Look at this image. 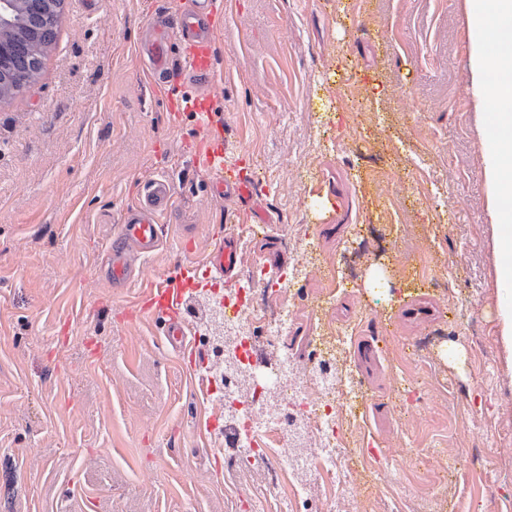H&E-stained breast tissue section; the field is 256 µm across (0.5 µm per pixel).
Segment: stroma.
<instances>
[{
    "label": "stroma",
    "instance_id": "stroma-1",
    "mask_svg": "<svg viewBox=\"0 0 512 512\" xmlns=\"http://www.w3.org/2000/svg\"><path fill=\"white\" fill-rule=\"evenodd\" d=\"M223 2L224 94L210 112L225 161H253L250 206L265 223L239 253L279 277L291 231L335 263L307 284L328 304L298 310L282 347L303 355L327 326L371 316L417 340L447 329L422 350L423 411L396 389L393 369L413 371L398 348L373 362L352 341L347 356L371 416L362 431L441 455L474 448L463 479L433 505L409 458L387 480L358 462L350 499L358 512H455L472 498L500 512L484 472L512 473L495 431L512 423V386L498 352L482 382L468 330L499 334L466 0ZM155 7L65 0L35 80L0 102V512H288L287 483L225 468L205 429L223 393L204 396L162 318L138 312L142 285L201 263L210 235L240 221L187 151L202 134L194 113L171 120L146 76L138 44ZM162 174L175 210L161 244L135 260V284L113 287L106 250L140 184ZM357 224L374 230L357 238Z\"/></svg>",
    "mask_w": 512,
    "mask_h": 512
}]
</instances>
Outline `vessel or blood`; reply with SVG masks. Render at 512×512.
<instances>
[{"label":"vessel or blood","instance_id":"obj_1","mask_svg":"<svg viewBox=\"0 0 512 512\" xmlns=\"http://www.w3.org/2000/svg\"><path fill=\"white\" fill-rule=\"evenodd\" d=\"M223 7L222 0H189L188 5L171 8L164 25L149 27L140 50L148 58L150 76L173 80L188 75L198 80L199 91L190 107L197 112L206 132L195 146L194 157L217 179L221 193L247 200L253 194L251 179L242 169L225 163L218 136L207 132V104L222 96L224 90V79L216 74L213 63V45L224 24ZM171 203L170 183L160 176L148 181L144 195L127 211L107 271L117 287L131 283L133 258L147 256L158 246V219ZM235 241L230 232L212 238L204 266H179L176 277L163 278L149 288L141 310L164 315V334L176 347H186L188 336L195 332L183 303L185 295L197 291L216 295L223 280L240 274Z\"/></svg>","mask_w":512,"mask_h":512}]
</instances>
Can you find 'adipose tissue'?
Segmentation results:
<instances>
[{
  "mask_svg": "<svg viewBox=\"0 0 512 512\" xmlns=\"http://www.w3.org/2000/svg\"><path fill=\"white\" fill-rule=\"evenodd\" d=\"M470 71L493 129L481 144L497 248L499 342L512 378V0H467Z\"/></svg>",
  "mask_w": 512,
  "mask_h": 512,
  "instance_id": "obj_1",
  "label": "adipose tissue"
}]
</instances>
